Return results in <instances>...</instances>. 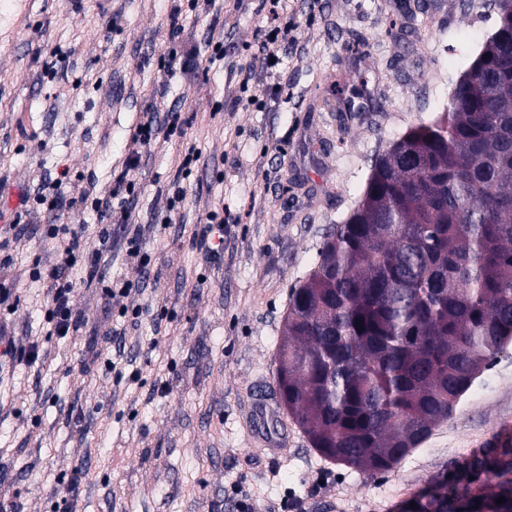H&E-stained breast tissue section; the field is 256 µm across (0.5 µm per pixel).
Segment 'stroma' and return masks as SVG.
<instances>
[{"label": "stroma", "mask_w": 512, "mask_h": 512, "mask_svg": "<svg viewBox=\"0 0 512 512\" xmlns=\"http://www.w3.org/2000/svg\"><path fill=\"white\" fill-rule=\"evenodd\" d=\"M485 0H288L294 29L276 68L256 55L270 0H0V170L34 177L69 167L71 194L93 174L105 188L122 169L152 105L178 106L186 138L159 133L135 173L132 220L144 225L152 272L140 278L148 313L113 312L121 359L95 321L47 336L61 358L37 368L0 424L10 450L0 498L39 512H463L512 471L475 470L487 439L512 420V345L475 379L452 417L389 473L334 464L289 425L287 449L250 445L253 392L274 386L288 295L325 236L356 206L372 158L409 126L443 111L452 88L497 25ZM187 22L171 37L168 16ZM224 21V58L206 33ZM367 79L368 94L330 92ZM80 89L69 92L68 87ZM200 154L180 167L186 146ZM180 183L184 200L166 209ZM223 208L224 250L210 256L189 228ZM114 386L88 396L96 374ZM87 470L76 494L55 486Z\"/></svg>", "instance_id": "obj_1"}]
</instances>
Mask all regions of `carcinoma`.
Wrapping results in <instances>:
<instances>
[{
  "mask_svg": "<svg viewBox=\"0 0 512 512\" xmlns=\"http://www.w3.org/2000/svg\"><path fill=\"white\" fill-rule=\"evenodd\" d=\"M497 16L445 112L375 158L290 290L277 390L319 454L361 473L393 470L512 342V21ZM502 497L470 507L512 512Z\"/></svg>",
  "mask_w": 512,
  "mask_h": 512,
  "instance_id": "obj_1",
  "label": "carcinoma"
}]
</instances>
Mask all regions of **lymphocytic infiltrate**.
Masks as SVG:
<instances>
[{"mask_svg":"<svg viewBox=\"0 0 512 512\" xmlns=\"http://www.w3.org/2000/svg\"><path fill=\"white\" fill-rule=\"evenodd\" d=\"M179 115L173 110L149 112L137 124L123 171L101 191L88 186L74 196L68 194L70 171L66 168L44 171L38 179H27L14 210H0V422L14 415L9 398L17 384L20 368L31 367L45 359L46 349L39 335L20 329L13 318L20 307L34 306L49 313L52 334L74 336L88 316V309L77 288L74 276L76 257H84L86 274L103 286L101 312L111 317L113 309L139 319L144 307L139 298L142 288L124 280L113 284L110 269L114 259L111 222L123 226L126 262L135 264L142 275L150 273V256L144 246L141 225L130 223L128 209H115L113 202L133 196V173L138 169L145 149L160 131L176 132ZM93 210L104 227L91 235L83 224H60L58 212L74 213ZM50 238L54 259L47 270L24 269L30 243L35 236ZM27 270L29 287L16 285L18 270Z\"/></svg>","mask_w":512,"mask_h":512,"instance_id":"obj_1","label":"lymphocytic infiltrate"}]
</instances>
